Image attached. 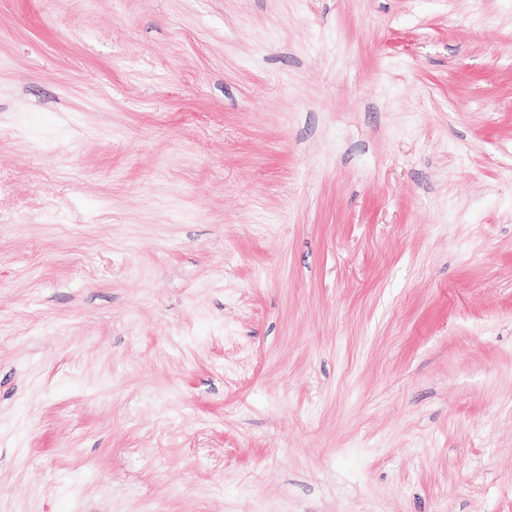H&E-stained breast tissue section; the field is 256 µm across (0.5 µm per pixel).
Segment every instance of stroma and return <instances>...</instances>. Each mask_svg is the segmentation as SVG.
Returning a JSON list of instances; mask_svg holds the SVG:
<instances>
[{"mask_svg":"<svg viewBox=\"0 0 512 512\" xmlns=\"http://www.w3.org/2000/svg\"><path fill=\"white\" fill-rule=\"evenodd\" d=\"M0 512H512V0H0Z\"/></svg>","mask_w":512,"mask_h":512,"instance_id":"1","label":"stroma"}]
</instances>
